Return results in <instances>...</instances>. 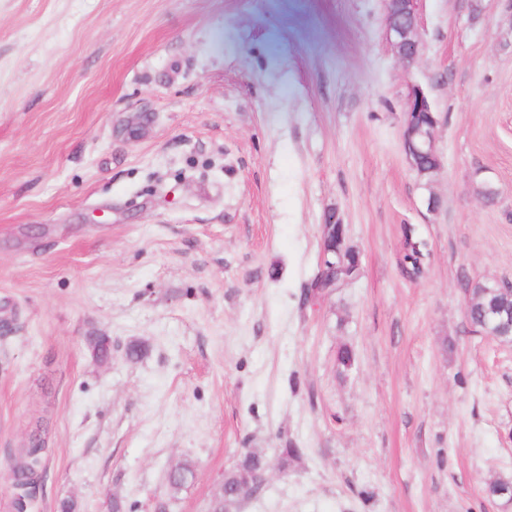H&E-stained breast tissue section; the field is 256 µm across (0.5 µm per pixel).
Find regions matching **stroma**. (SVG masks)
Here are the masks:
<instances>
[{"label":"stroma","mask_w":512,"mask_h":512,"mask_svg":"<svg viewBox=\"0 0 512 512\" xmlns=\"http://www.w3.org/2000/svg\"><path fill=\"white\" fill-rule=\"evenodd\" d=\"M386 15L0 0V512L35 436L34 512H210L248 451L269 470L234 512H512L483 493L512 478V343L462 291L512 281V0H418L410 64ZM416 86L429 180L401 142ZM331 220L359 269L316 293ZM429 116L425 121L423 116ZM438 118L433 105L425 92L419 87H413L403 112V148L412 167L420 172L419 161L426 157L431 162L430 172L437 174L442 168V162L435 148V131ZM36 440L37 444L31 441L11 458L18 475L24 481L23 484L29 486L30 493L35 492L40 486L43 473L41 462L47 452L44 442L41 439Z\"/></svg>","instance_id":"1"}]
</instances>
